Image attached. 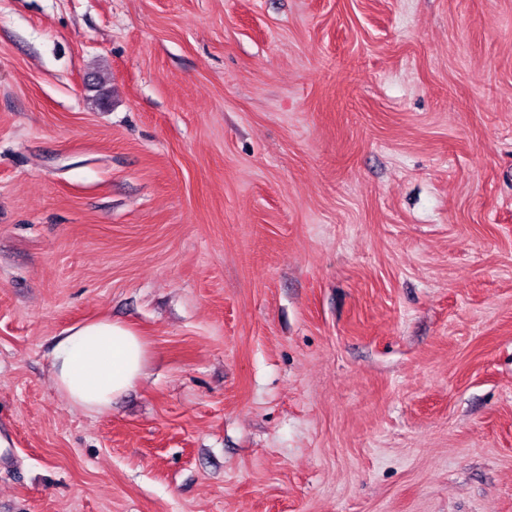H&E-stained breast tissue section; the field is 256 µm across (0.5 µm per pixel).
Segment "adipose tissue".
I'll use <instances>...</instances> for the list:
<instances>
[{"instance_id":"obj_1","label":"adipose tissue","mask_w":512,"mask_h":512,"mask_svg":"<svg viewBox=\"0 0 512 512\" xmlns=\"http://www.w3.org/2000/svg\"><path fill=\"white\" fill-rule=\"evenodd\" d=\"M146 344L129 326L102 318L67 329L53 353L57 390L72 405L101 414L142 376Z\"/></svg>"}]
</instances>
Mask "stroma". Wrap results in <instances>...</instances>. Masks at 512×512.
<instances>
[{
  "label": "stroma",
  "mask_w": 512,
  "mask_h": 512,
  "mask_svg": "<svg viewBox=\"0 0 512 512\" xmlns=\"http://www.w3.org/2000/svg\"><path fill=\"white\" fill-rule=\"evenodd\" d=\"M0 512H512V0H0ZM145 358L146 344L131 327L107 318L78 324L56 343L55 386L72 405L105 413L141 378Z\"/></svg>",
  "instance_id": "obj_1"
}]
</instances>
